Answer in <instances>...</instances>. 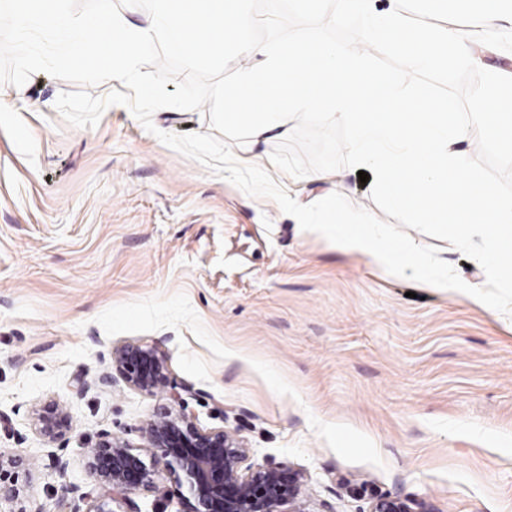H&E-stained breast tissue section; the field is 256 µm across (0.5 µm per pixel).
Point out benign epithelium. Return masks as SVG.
Instances as JSON below:
<instances>
[{"label":"benign epithelium","instance_id":"benign-epithelium-1","mask_svg":"<svg viewBox=\"0 0 512 512\" xmlns=\"http://www.w3.org/2000/svg\"><path fill=\"white\" fill-rule=\"evenodd\" d=\"M129 388L154 394L169 389L170 403L161 405L141 427L145 445L137 448L110 434L85 449L86 467L94 477L95 496L81 487L63 485L65 496L92 498L89 512H140L130 494L150 492L161 471L184 486L183 512H311L304 475L272 462L251 461L253 452L239 435L225 428L203 429L187 412L186 400L168 375L167 360L154 346L128 343L112 350V372ZM38 430L54 442L70 428L66 410L49 405L37 414ZM369 512H428L415 500L391 495L371 498Z\"/></svg>","mask_w":512,"mask_h":512}]
</instances>
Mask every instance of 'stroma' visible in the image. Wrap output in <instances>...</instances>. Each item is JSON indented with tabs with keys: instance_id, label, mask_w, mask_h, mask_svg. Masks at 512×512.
Masks as SVG:
<instances>
[{
	"instance_id": "35a3bbf8",
	"label": "stroma",
	"mask_w": 512,
	"mask_h": 512,
	"mask_svg": "<svg viewBox=\"0 0 512 512\" xmlns=\"http://www.w3.org/2000/svg\"><path fill=\"white\" fill-rule=\"evenodd\" d=\"M72 89L44 72L0 86V456L23 459L28 512H88L60 499L63 484L94 487L85 448L105 432L141 445L163 394L98 382L126 343L165 353L202 428L237 431L254 461L301 471L311 512H368L372 493L429 512H512L511 317L301 234L125 106L68 125L55 101ZM152 121L211 131L198 110ZM276 144L234 153L300 204L338 192L375 210L356 170L296 179L272 167ZM410 236L484 285L448 241ZM54 403L71 426L51 442L36 414Z\"/></svg>"
}]
</instances>
